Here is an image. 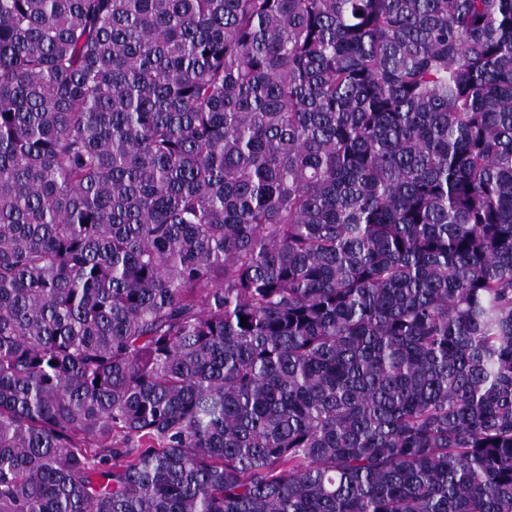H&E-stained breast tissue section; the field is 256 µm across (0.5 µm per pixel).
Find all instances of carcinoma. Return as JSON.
<instances>
[{
  "instance_id": "carcinoma-1",
  "label": "carcinoma",
  "mask_w": 512,
  "mask_h": 512,
  "mask_svg": "<svg viewBox=\"0 0 512 512\" xmlns=\"http://www.w3.org/2000/svg\"><path fill=\"white\" fill-rule=\"evenodd\" d=\"M0 512H512V0H0Z\"/></svg>"
}]
</instances>
